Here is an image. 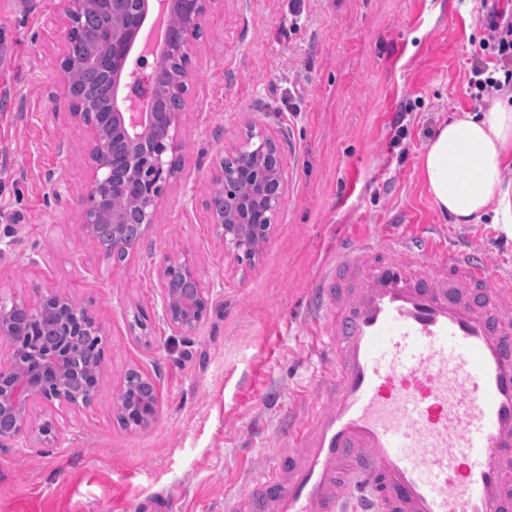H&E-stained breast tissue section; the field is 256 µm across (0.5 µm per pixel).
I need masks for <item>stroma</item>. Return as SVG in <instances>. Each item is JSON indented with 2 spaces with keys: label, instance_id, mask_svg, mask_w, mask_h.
Masks as SVG:
<instances>
[{
  "label": "stroma",
  "instance_id": "35a3bbf8",
  "mask_svg": "<svg viewBox=\"0 0 512 512\" xmlns=\"http://www.w3.org/2000/svg\"><path fill=\"white\" fill-rule=\"evenodd\" d=\"M60 0H0V296L55 287L102 324L104 360L90 407L35 408L39 433L0 440V512H224L281 427L314 401L322 326L307 293L344 237L382 241L422 226L497 262L512 238L491 218L439 212L423 153L450 116L473 111L469 62L487 57L484 0H216L188 67L184 149L156 222L123 262L85 241L72 196L87 157L55 93ZM404 113L403 128L392 124ZM274 134L288 189L251 260L205 221L211 172L245 123ZM191 253L208 310L172 335L160 306L168 257ZM154 387L147 426L123 428L128 370Z\"/></svg>",
  "mask_w": 512,
  "mask_h": 512
}]
</instances>
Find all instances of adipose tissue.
Segmentation results:
<instances>
[{"label": "adipose tissue", "instance_id": "obj_1", "mask_svg": "<svg viewBox=\"0 0 512 512\" xmlns=\"http://www.w3.org/2000/svg\"><path fill=\"white\" fill-rule=\"evenodd\" d=\"M422 165L435 205L454 223L493 213L512 237V93L496 92L488 106L439 127Z\"/></svg>", "mask_w": 512, "mask_h": 512}]
</instances>
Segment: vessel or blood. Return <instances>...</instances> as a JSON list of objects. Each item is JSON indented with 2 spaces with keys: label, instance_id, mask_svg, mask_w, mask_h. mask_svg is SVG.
I'll use <instances>...</instances> for the list:
<instances>
[{
  "label": "vessel or blood",
  "instance_id": "obj_1",
  "mask_svg": "<svg viewBox=\"0 0 512 512\" xmlns=\"http://www.w3.org/2000/svg\"><path fill=\"white\" fill-rule=\"evenodd\" d=\"M315 403L224 512H512V262L417 235L315 280Z\"/></svg>",
  "mask_w": 512,
  "mask_h": 512
}]
</instances>
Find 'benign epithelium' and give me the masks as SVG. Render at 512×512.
<instances>
[{
	"label": "benign epithelium",
	"instance_id": "1",
	"mask_svg": "<svg viewBox=\"0 0 512 512\" xmlns=\"http://www.w3.org/2000/svg\"><path fill=\"white\" fill-rule=\"evenodd\" d=\"M145 0H64L57 23L66 32V42L58 60L57 84L60 96L69 112L82 128L87 154V176L83 191L74 196L82 235L97 242L106 227L112 229V252L129 254L138 242L129 240L128 225L155 223L165 186L175 176L168 156L180 152L184 143L182 127L184 113L156 111L162 97L181 100L193 82L187 68L170 73L158 83L159 65L148 62L152 54L149 43L142 44L136 66L129 81L120 87L116 76L120 64L129 56L134 33L146 19ZM170 0H156L157 12L152 26L160 29L158 53L163 60L180 61L190 55L192 39L202 27L211 4L216 0H180L179 11L170 12ZM112 13V27L98 31V41L106 54L94 60L105 82L112 90V111L95 112L79 104L73 93L75 72L81 58L76 54L75 37L92 19L93 12ZM150 72H145V69ZM275 146L273 137L249 125L237 143L224 154L216 167L214 180L224 190V209L212 201L205 203L208 223L214 225L224 242V248L247 257L261 252L268 241L272 225L280 211L287 190L286 163L279 150L272 152L273 162H256L251 155L258 145ZM137 181L142 194L133 206L135 218L125 223L106 225L109 195L104 188H122ZM167 267L179 275L185 287L173 290L168 277L161 282L162 316L171 330L185 336L191 333L199 319L192 315L188 295L191 286L203 292L195 260L188 254H178L168 260ZM36 326L44 335L43 351L37 369L30 375H18L24 354L16 339L21 330ZM84 336L98 337L103 344L102 325L88 323L84 307L69 295L55 288L46 289L37 300L17 295L8 303L0 302V341L11 348L8 358L0 357V438H19L30 434L29 414L35 404L54 407L65 403L82 407L66 393L70 385H84L99 380L100 370H91L80 357L75 345Z\"/></svg>",
	"mask_w": 512,
	"mask_h": 512
}]
</instances>
